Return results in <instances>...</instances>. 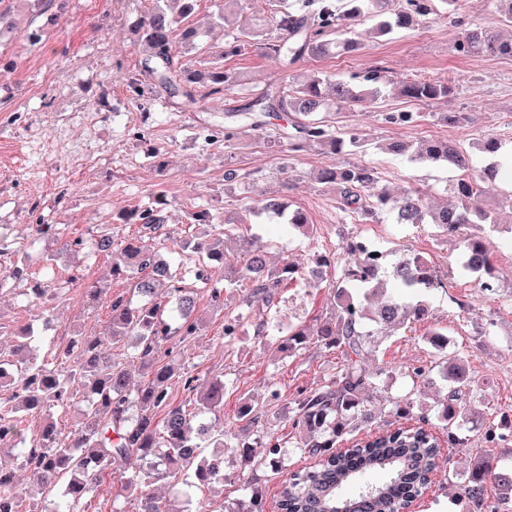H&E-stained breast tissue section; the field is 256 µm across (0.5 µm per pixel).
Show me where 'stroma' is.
Returning <instances> with one entry per match:
<instances>
[{
  "label": "stroma",
  "instance_id": "stroma-1",
  "mask_svg": "<svg viewBox=\"0 0 512 512\" xmlns=\"http://www.w3.org/2000/svg\"><path fill=\"white\" fill-rule=\"evenodd\" d=\"M144 0H68L55 26L47 14L37 13L23 0H0L15 23L13 32L0 36V225H9L0 236V247L15 250V260L27 264L36 276L63 278L74 266L86 268L90 280L111 285L113 292L128 289V282L113 281L110 261L103 256L60 254L52 269H44L42 256L48 244L36 239L32 211H40L51 224L65 227L68 238L88 232H111L121 238L131 234L122 211L144 206L154 192L165 190L170 205L167 233L170 246L181 251L189 239L186 215L206 205L224 219L239 221L243 202L253 189L284 199L289 208L303 209L316 231L312 237L288 235L277 224L241 225L242 235L258 233L276 244V253L299 262L317 252H340L343 241L364 236L389 248H405L424 256L444 280L445 290L432 300L433 322L448 329V350L467 357L477 373V393L494 404L497 412H512V234L491 233L494 266L501 280L497 296L475 288L471 278L456 265L457 244L427 226L393 223L381 215L371 224L353 223L343 213L332 186L320 183L319 171L327 166L362 163L373 166L380 186L391 194L418 192L427 203L449 202L448 184L454 170L414 162L405 155L385 151V144L402 141L418 146L427 140H445L466 151L473 170L486 164L476 143L484 135L512 148V58L464 53L460 43L468 30L499 24L494 0H466L456 10L427 17L416 30H403L369 42L359 54L344 52L295 65L281 74L260 51L226 58V67L239 72L241 86L225 100L233 105L248 101L252 91L287 79L303 83L319 72L333 79L362 80L371 69L381 71L386 97L370 107L339 105L321 118L337 137L358 136L361 147L344 146L342 152L304 148L289 154L269 147L246 134L227 147L204 145L198 126L213 115L214 105L201 103L197 111L184 112L156 98L151 111H142L123 83L115 77L116 63L133 69L140 56L132 27L145 10ZM48 26L42 47H31L22 37L29 28ZM417 77L448 82L452 88L447 106L413 102L397 93L400 82ZM462 112L467 122L450 125L436 119L440 109ZM390 112H411V123L386 122ZM157 153L162 170H155L148 155ZM293 171L289 190L281 188V164ZM233 165L242 173H257V185L241 181L226 185L224 170ZM206 323L204 336L178 345L181 363L196 374L221 377L227 389L218 427H235L241 397L247 396L268 412L278 414V433L290 430L286 417L297 389L335 375L340 358L313 347L296 357L272 360L265 340L254 328L263 314L253 306L234 346L222 337L224 318L240 310L235 292L224 295L223 311H213L207 297H200ZM329 310L325 288H291L282 293L278 316L283 322H312ZM106 308H90L80 291H70L60 303V314L43 334L66 338L73 331L101 330ZM35 308L20 291L0 295V336L10 337L26 324H38ZM430 323H417L392 336L378 339L375 361L431 365L435 353L423 336ZM489 328L491 338L480 335ZM281 397L270 402V385ZM481 443L472 440L469 450L454 454L439 472L431 489L421 498L418 512H452L448 502L455 483L472 467ZM224 481L200 494L204 503L218 508L233 502L240 485L255 477L252 466L240 456L225 454Z\"/></svg>",
  "mask_w": 512,
  "mask_h": 512
}]
</instances>
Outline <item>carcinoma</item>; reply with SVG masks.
Segmentation results:
<instances>
[{
  "label": "carcinoma",
  "mask_w": 512,
  "mask_h": 512,
  "mask_svg": "<svg viewBox=\"0 0 512 512\" xmlns=\"http://www.w3.org/2000/svg\"><path fill=\"white\" fill-rule=\"evenodd\" d=\"M198 2L151 0V8L140 17L144 50L138 67L126 77L129 91L137 97L159 89L191 112L201 101L222 99L238 86L237 72L214 61L196 68L183 62L174 48L176 38L186 47L199 48V32L188 24ZM273 2L278 8L269 27L240 30L224 44L219 57L258 48L286 72L303 59H320L338 50L354 52L367 38L408 28L438 12V0H404L395 9L388 8L387 0H304L299 8L288 6V0ZM463 48L512 57V37L475 29L466 33ZM379 79V70L373 69L359 84L332 82L315 74L296 88L269 84L243 107L226 108L199 125L198 135L211 146L249 130L271 147L287 141L294 149L320 145L336 153L344 141L312 114L341 103L373 104L380 97ZM399 93L423 102H446L450 87L415 79L402 83ZM478 150L490 162L477 177L465 173L463 151L446 141H429L413 152L421 163L464 171L449 187L456 199L452 206H428L416 193L395 198L384 189L370 201L363 191L378 180L375 169L362 164L325 167L318 179L336 188L342 211L364 221L386 213L397 224H429L439 234L458 235L462 270L478 288L493 294L497 283L489 241L465 229L473 224L498 229L483 198L512 177V151L494 137L483 140ZM244 210L284 221L290 235L314 232L304 210L288 211L276 200L251 201ZM167 213L168 196L160 190L147 206L121 213L123 223L143 228L140 234L65 240L59 226L36 225L37 238L56 241L65 251L108 256L111 276L132 281L133 288L128 296L114 294L104 284H88L77 267L66 284L83 290L94 303L107 304L110 318L103 332H73L54 344L29 326L14 334L9 345L0 343V366L9 369V379L0 381V388L8 391L0 398V448L16 451L29 475L22 485L14 471L0 465V512H80V506L96 499L106 484L113 489L114 502L137 496L140 512H206L197 492L224 482L222 466L215 460L230 452L278 478L285 473L282 448H295L314 463L289 474L281 491V512H403L432 486L450 455L469 447L474 431L483 444L481 460L458 485L455 500L477 512L487 507L490 512H512V469L499 466L500 456L493 451L497 442L507 439L508 420L500 416L502 433L496 437L490 433L492 424L476 428L474 422L484 418L488 403L476 405L479 379L465 360L448 354L443 328L425 333L437 353L436 366L409 364L401 371L421 386L438 370L447 386L444 398L434 406L409 396L375 405V380L390 375L392 368L365 366V354L374 346L370 326L397 330L425 320L432 298L445 288L424 257L367 245L352 236L342 250L354 262L345 263L329 284L330 315L311 325L285 324L272 313L280 294L308 282L316 270L336 265V254L318 255L310 266L276 260L260 237L239 244L228 235L224 220L200 207L187 215L201 231L193 238L184 268L164 257L170 248L159 230L166 225ZM217 266L224 268L222 283L212 279ZM12 280L28 284L22 295L45 322L57 317L65 295L59 282L35 278L17 265L0 266V293ZM231 288L244 292L241 303L247 308L259 301L265 306L267 314L256 335L265 337L273 353L298 356L315 345L340 355L336 375L297 391L290 402L291 430L286 435L270 428L266 412L248 400L239 407L240 425L231 431L215 430L206 419L224 408V380L202 378L171 358L173 342L202 335L199 294L206 292L210 306L222 310L224 293ZM118 343L130 344L132 358L146 369L136 384L126 366L109 356ZM175 376L184 381L190 411L171 401L170 381ZM78 393L85 402L82 422L73 434L65 435L53 417L67 411ZM24 415L39 416L43 424L30 433L22 427ZM350 436L355 442L342 447ZM208 444L214 451L206 454ZM129 458L143 463L146 479L122 476L112 482L114 461ZM150 478L172 483L175 502H161L149 489ZM264 496V485L253 480L241 486L229 512H264Z\"/></svg>",
  "instance_id": "carcinoma-1"
}]
</instances>
